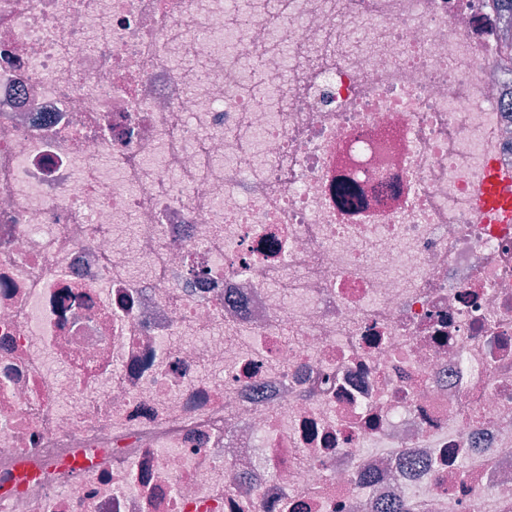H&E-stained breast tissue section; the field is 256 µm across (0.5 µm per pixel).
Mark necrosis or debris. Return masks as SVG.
<instances>
[{"mask_svg": "<svg viewBox=\"0 0 512 512\" xmlns=\"http://www.w3.org/2000/svg\"><path fill=\"white\" fill-rule=\"evenodd\" d=\"M510 44L496 0H0V512H512Z\"/></svg>", "mask_w": 512, "mask_h": 512, "instance_id": "obj_1", "label": "necrosis or debris"}]
</instances>
